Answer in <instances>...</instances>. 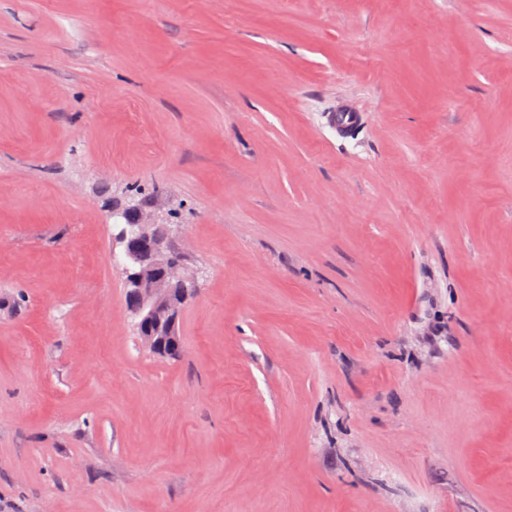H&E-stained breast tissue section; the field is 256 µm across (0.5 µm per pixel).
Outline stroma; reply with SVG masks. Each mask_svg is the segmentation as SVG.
Masks as SVG:
<instances>
[{"mask_svg": "<svg viewBox=\"0 0 512 512\" xmlns=\"http://www.w3.org/2000/svg\"><path fill=\"white\" fill-rule=\"evenodd\" d=\"M0 512H512V0H0ZM161 218L156 210H140L139 231L134 239L144 243L146 249L134 252L125 248V253L129 268L136 270L129 275L128 297L130 311L139 322L141 341L152 352L166 354L178 348L174 328L182 304L194 289V279L178 280L170 287L176 288L174 293L170 288H161L170 277L168 242L151 232ZM162 356L175 359L168 354Z\"/></svg>", "mask_w": 512, "mask_h": 512, "instance_id": "1", "label": "stroma"}]
</instances>
